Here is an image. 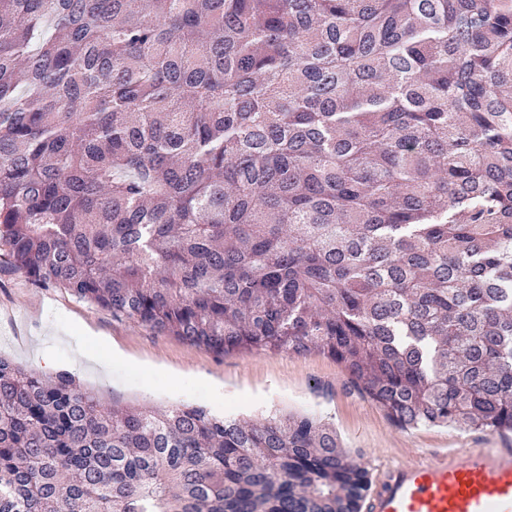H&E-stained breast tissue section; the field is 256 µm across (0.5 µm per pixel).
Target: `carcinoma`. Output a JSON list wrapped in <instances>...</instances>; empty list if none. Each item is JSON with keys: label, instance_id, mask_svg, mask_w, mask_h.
<instances>
[{"label": "carcinoma", "instance_id": "1", "mask_svg": "<svg viewBox=\"0 0 512 512\" xmlns=\"http://www.w3.org/2000/svg\"><path fill=\"white\" fill-rule=\"evenodd\" d=\"M0 255L401 429L512 432V0H0ZM336 428L0 358V512H361Z\"/></svg>", "mask_w": 512, "mask_h": 512}]
</instances>
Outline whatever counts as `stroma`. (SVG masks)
I'll return each mask as SVG.
<instances>
[{
	"instance_id": "1",
	"label": "stroma",
	"mask_w": 512,
	"mask_h": 512,
	"mask_svg": "<svg viewBox=\"0 0 512 512\" xmlns=\"http://www.w3.org/2000/svg\"><path fill=\"white\" fill-rule=\"evenodd\" d=\"M0 357L47 376L70 373L116 407L197 404L256 420L275 411L322 416L335 423L351 458L371 474L388 459L512 446V437L460 426L399 429L322 353L218 356L116 322L107 310L64 289L36 287L1 258Z\"/></svg>"
}]
</instances>
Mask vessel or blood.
Segmentation results:
<instances>
[{"mask_svg": "<svg viewBox=\"0 0 512 512\" xmlns=\"http://www.w3.org/2000/svg\"><path fill=\"white\" fill-rule=\"evenodd\" d=\"M365 512H512V448H459L378 467Z\"/></svg>", "mask_w": 512, "mask_h": 512, "instance_id": "b4317fda", "label": "vessel or blood"}]
</instances>
